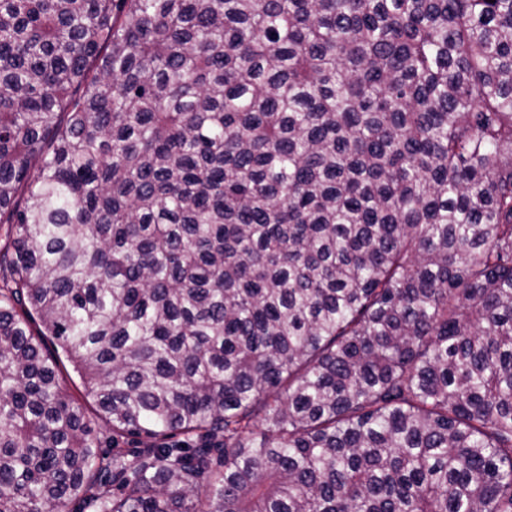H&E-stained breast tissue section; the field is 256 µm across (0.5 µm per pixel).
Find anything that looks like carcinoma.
<instances>
[{"label": "carcinoma", "mask_w": 512, "mask_h": 512, "mask_svg": "<svg viewBox=\"0 0 512 512\" xmlns=\"http://www.w3.org/2000/svg\"><path fill=\"white\" fill-rule=\"evenodd\" d=\"M0 224V512H512V0H0Z\"/></svg>", "instance_id": "obj_1"}]
</instances>
